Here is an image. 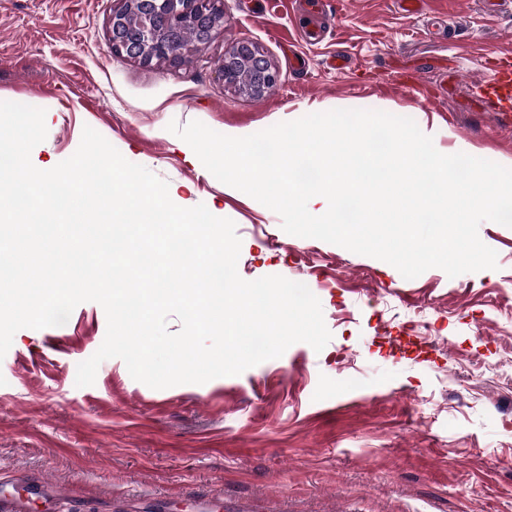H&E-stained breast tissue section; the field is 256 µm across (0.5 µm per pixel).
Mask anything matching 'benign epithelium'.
Instances as JSON below:
<instances>
[{
	"instance_id": "7a95c632",
	"label": "benign epithelium",
	"mask_w": 512,
	"mask_h": 512,
	"mask_svg": "<svg viewBox=\"0 0 512 512\" xmlns=\"http://www.w3.org/2000/svg\"><path fill=\"white\" fill-rule=\"evenodd\" d=\"M219 0H123L112 15L110 42L112 51L136 59L144 65L161 59L177 64L185 50L182 31L193 28L198 44H207L224 34V13ZM135 13L139 24L125 27V17ZM247 67L254 81L249 91L263 93L279 81V70L253 43L238 41L225 53L220 69L224 85L240 88L241 68Z\"/></svg>"
}]
</instances>
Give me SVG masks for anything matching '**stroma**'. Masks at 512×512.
Masks as SVG:
<instances>
[{
    "label": "stroma",
    "instance_id": "stroma-1",
    "mask_svg": "<svg viewBox=\"0 0 512 512\" xmlns=\"http://www.w3.org/2000/svg\"><path fill=\"white\" fill-rule=\"evenodd\" d=\"M120 0H0V101L45 110L31 153L48 170L84 127L165 180L181 207L231 219L247 281L312 283L331 339L243 373L153 389L118 358L93 385L77 366L104 341L95 302L18 330L0 359V484L21 512H512V227L478 228L497 267L404 278L392 265L283 231L280 216L186 155L170 122L244 137L333 109L413 119L444 154L512 168V118L479 88L512 50V0H222L224 33L180 64L109 47ZM247 40L279 70L255 98L219 67ZM336 54L351 66L330 69ZM361 374L365 389L348 386Z\"/></svg>",
    "mask_w": 512,
    "mask_h": 512
}]
</instances>
